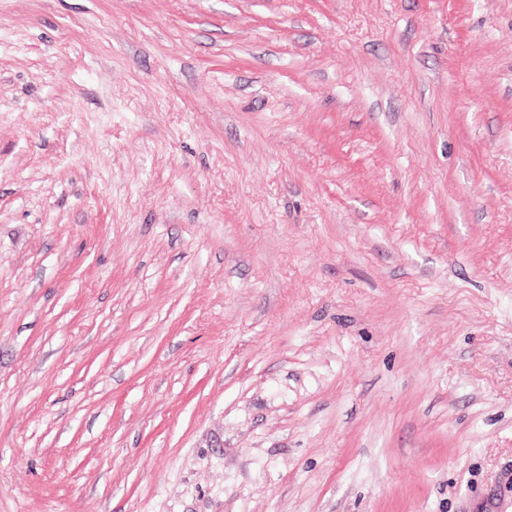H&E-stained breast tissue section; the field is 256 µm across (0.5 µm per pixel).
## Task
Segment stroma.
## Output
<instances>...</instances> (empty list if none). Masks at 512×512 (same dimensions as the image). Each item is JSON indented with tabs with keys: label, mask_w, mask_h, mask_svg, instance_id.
I'll use <instances>...</instances> for the list:
<instances>
[{
	"label": "stroma",
	"mask_w": 512,
	"mask_h": 512,
	"mask_svg": "<svg viewBox=\"0 0 512 512\" xmlns=\"http://www.w3.org/2000/svg\"><path fill=\"white\" fill-rule=\"evenodd\" d=\"M0 512H512V0H0Z\"/></svg>",
	"instance_id": "stroma-1"
}]
</instances>
